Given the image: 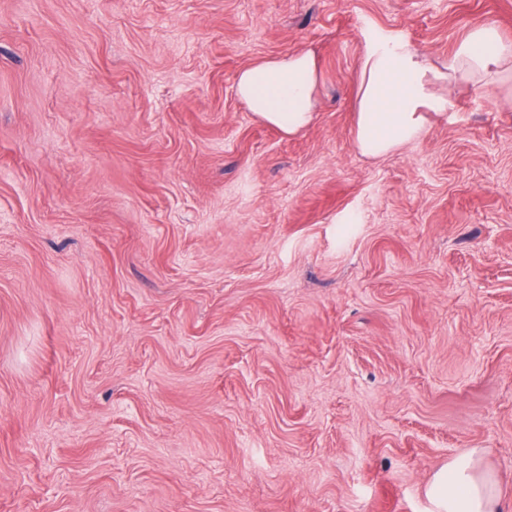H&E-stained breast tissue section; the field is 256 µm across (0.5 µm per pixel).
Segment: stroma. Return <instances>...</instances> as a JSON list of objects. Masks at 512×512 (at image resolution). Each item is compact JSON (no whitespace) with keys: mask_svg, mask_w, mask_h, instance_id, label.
Listing matches in <instances>:
<instances>
[{"mask_svg":"<svg viewBox=\"0 0 512 512\" xmlns=\"http://www.w3.org/2000/svg\"><path fill=\"white\" fill-rule=\"evenodd\" d=\"M512 0H0V512H512V95L380 158L364 38L434 65ZM317 52L287 136L238 71ZM428 494L433 512H504L505 508L498 482L476 448L437 471Z\"/></svg>","mask_w":512,"mask_h":512,"instance_id":"1","label":"stroma"}]
</instances>
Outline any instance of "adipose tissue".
I'll list each match as a JSON object with an SVG mask.
<instances>
[{"mask_svg": "<svg viewBox=\"0 0 512 512\" xmlns=\"http://www.w3.org/2000/svg\"><path fill=\"white\" fill-rule=\"evenodd\" d=\"M510 62L512 41L492 24L469 30L442 67L429 64L403 39L366 36L357 74L358 150L381 157L420 138L425 113H441L453 106L436 92L438 83L494 85ZM318 84L316 53L308 48L242 68L236 93L260 120L291 135L311 123ZM428 494L434 512H504L505 508L498 483L476 448L437 471Z\"/></svg>", "mask_w": 512, "mask_h": 512, "instance_id": "ef3b65f1", "label": "adipose tissue"}]
</instances>
